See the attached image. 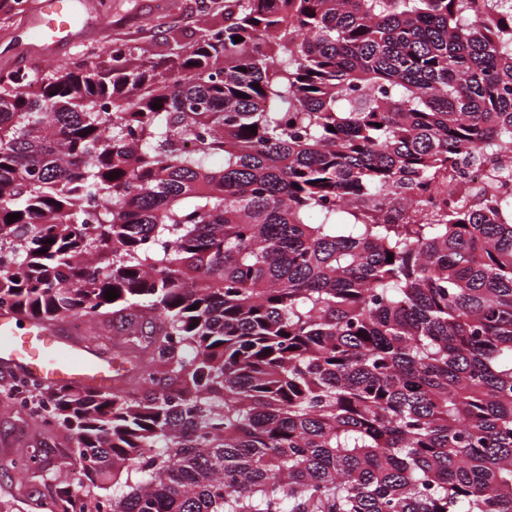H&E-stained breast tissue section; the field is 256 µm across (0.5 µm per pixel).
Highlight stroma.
Here are the masks:
<instances>
[{
  "label": "stroma",
  "instance_id": "35a3bbf8",
  "mask_svg": "<svg viewBox=\"0 0 512 512\" xmlns=\"http://www.w3.org/2000/svg\"><path fill=\"white\" fill-rule=\"evenodd\" d=\"M37 2L26 0L19 13L0 8V77L17 69L44 74L88 49L103 62L117 42L136 51L165 54L173 44L194 43L204 26L194 0H83L88 25L71 47L52 54L27 30ZM4 388L0 380V461L24 458L32 448L41 449L40 466L52 473L73 461L74 449L66 433L47 431L15 409L4 397ZM48 493L43 484L23 485L15 472L0 470V506L10 505L11 512H27V503L45 499Z\"/></svg>",
  "mask_w": 512,
  "mask_h": 512
}]
</instances>
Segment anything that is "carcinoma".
Instances as JSON below:
<instances>
[{
  "mask_svg": "<svg viewBox=\"0 0 512 512\" xmlns=\"http://www.w3.org/2000/svg\"><path fill=\"white\" fill-rule=\"evenodd\" d=\"M486 2L224 0L164 56L0 80V308L124 317L147 389L30 408L75 448L56 507L512 512V196L390 209L512 152Z\"/></svg>",
  "mask_w": 512,
  "mask_h": 512,
  "instance_id": "obj_1",
  "label": "carcinoma"
}]
</instances>
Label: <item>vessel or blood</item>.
I'll return each mask as SVG.
<instances>
[{
  "label": "vessel or blood",
  "instance_id": "vessel-or-blood-1",
  "mask_svg": "<svg viewBox=\"0 0 512 512\" xmlns=\"http://www.w3.org/2000/svg\"><path fill=\"white\" fill-rule=\"evenodd\" d=\"M81 26L77 0H39L30 28L45 45L63 47L77 37ZM66 331V323L48 325L1 308L0 376L86 389L111 385V362L91 343L71 340Z\"/></svg>",
  "mask_w": 512,
  "mask_h": 512
}]
</instances>
